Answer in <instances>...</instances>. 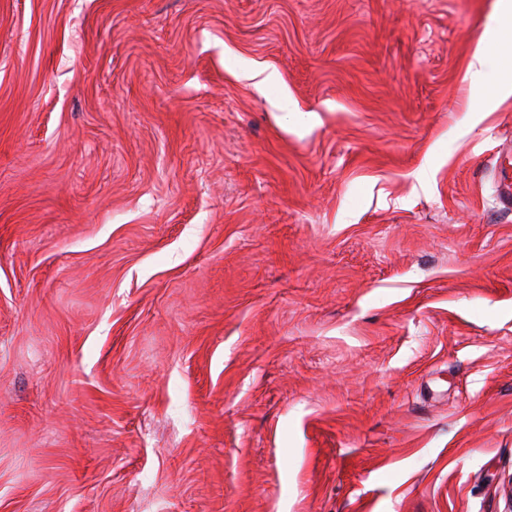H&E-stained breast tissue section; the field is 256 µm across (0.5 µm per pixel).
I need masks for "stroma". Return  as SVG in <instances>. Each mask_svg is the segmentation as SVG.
Segmentation results:
<instances>
[{
  "label": "stroma",
  "instance_id": "obj_1",
  "mask_svg": "<svg viewBox=\"0 0 512 512\" xmlns=\"http://www.w3.org/2000/svg\"><path fill=\"white\" fill-rule=\"evenodd\" d=\"M501 14L0 0V512H512ZM489 62L487 42L479 40L472 52L471 61L465 72L464 79L471 85H481L484 82L485 71Z\"/></svg>",
  "mask_w": 512,
  "mask_h": 512
}]
</instances>
